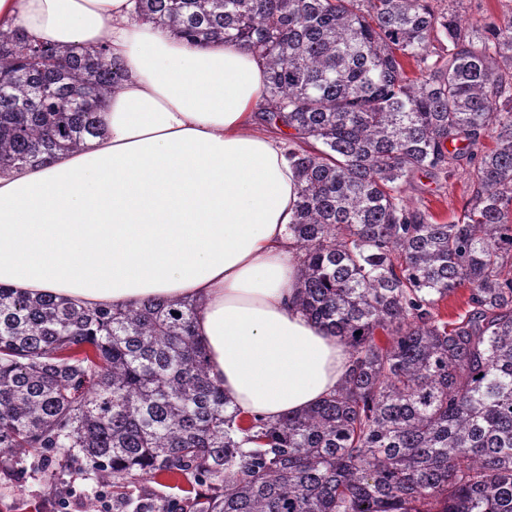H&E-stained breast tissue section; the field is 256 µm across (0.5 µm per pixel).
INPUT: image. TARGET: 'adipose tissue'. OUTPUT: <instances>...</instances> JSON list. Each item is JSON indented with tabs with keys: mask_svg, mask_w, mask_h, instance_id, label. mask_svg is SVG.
I'll return each instance as SVG.
<instances>
[{
	"mask_svg": "<svg viewBox=\"0 0 512 512\" xmlns=\"http://www.w3.org/2000/svg\"><path fill=\"white\" fill-rule=\"evenodd\" d=\"M16 28L108 44L124 78L102 137L0 174V283L90 306L197 300L211 374L248 417L334 393L349 354L295 303L297 183L285 139L261 127V61L138 21L133 0H0V29Z\"/></svg>",
	"mask_w": 512,
	"mask_h": 512,
	"instance_id": "adipose-tissue-1",
	"label": "adipose tissue"
}]
</instances>
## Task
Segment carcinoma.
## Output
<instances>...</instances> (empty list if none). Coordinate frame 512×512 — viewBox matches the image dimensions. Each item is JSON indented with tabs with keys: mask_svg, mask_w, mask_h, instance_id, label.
Returning <instances> with one entry per match:
<instances>
[{
	"mask_svg": "<svg viewBox=\"0 0 512 512\" xmlns=\"http://www.w3.org/2000/svg\"><path fill=\"white\" fill-rule=\"evenodd\" d=\"M433 2L135 0L136 18L267 68L260 120L293 130L299 305L347 372L245 424L196 301L87 307L0 284L1 458L38 459L50 483L78 462L135 512L160 474L198 490L158 512H512V15L468 29ZM122 76L104 46L0 31V172L101 136ZM418 172L466 176L456 221L409 204ZM462 286L468 310L443 319Z\"/></svg>",
	"mask_w": 512,
	"mask_h": 512,
	"instance_id": "carcinoma-1",
	"label": "carcinoma"
}]
</instances>
